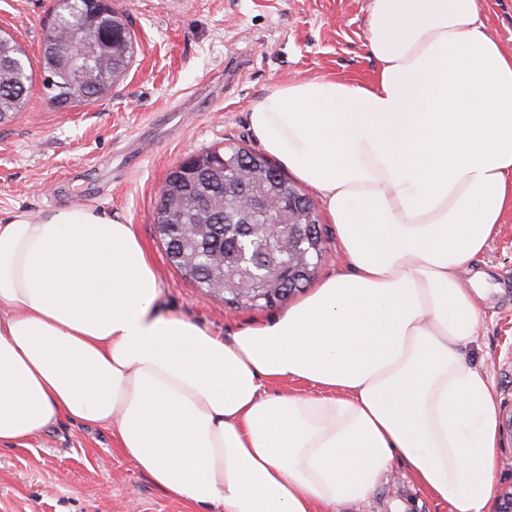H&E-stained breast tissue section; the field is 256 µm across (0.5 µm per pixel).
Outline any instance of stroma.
Returning <instances> with one entry per match:
<instances>
[{
    "label": "stroma",
    "instance_id": "35a3bbf8",
    "mask_svg": "<svg viewBox=\"0 0 512 512\" xmlns=\"http://www.w3.org/2000/svg\"><path fill=\"white\" fill-rule=\"evenodd\" d=\"M512 52V0H476ZM137 40L123 82L66 111L33 87L24 112L0 125V219L81 206L131 224L162 282L161 306L225 338L277 308L233 310L169 263L154 224L168 173L188 157L258 142L249 107L277 82L317 75L366 81L370 0H114ZM55 0H0V28L39 68ZM473 270L503 293L480 300L470 359L487 374L499 411L512 410V214ZM0 512H188L116 448L112 429L61 418L15 448L0 447ZM335 512H452L403 466L367 501Z\"/></svg>",
    "mask_w": 512,
    "mask_h": 512
}]
</instances>
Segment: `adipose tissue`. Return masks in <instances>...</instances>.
<instances>
[{
  "instance_id": "adipose-tissue-1",
  "label": "adipose tissue",
  "mask_w": 512,
  "mask_h": 512,
  "mask_svg": "<svg viewBox=\"0 0 512 512\" xmlns=\"http://www.w3.org/2000/svg\"><path fill=\"white\" fill-rule=\"evenodd\" d=\"M366 46L371 80L250 107L348 262L269 320L227 339L163 313L119 219L0 222V447L66 416L111 426L190 507L332 512L400 463L453 512H492L498 403L466 354L482 290L463 274L512 213V54L475 0H370Z\"/></svg>"
}]
</instances>
